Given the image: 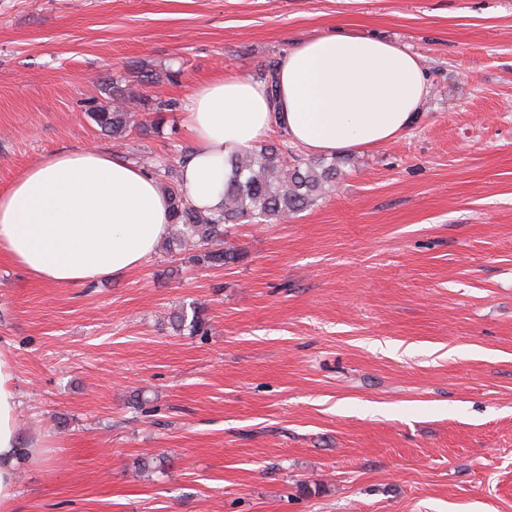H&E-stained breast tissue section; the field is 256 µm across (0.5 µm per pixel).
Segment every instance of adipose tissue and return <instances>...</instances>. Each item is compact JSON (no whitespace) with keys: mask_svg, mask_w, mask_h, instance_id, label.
<instances>
[{"mask_svg":"<svg viewBox=\"0 0 512 512\" xmlns=\"http://www.w3.org/2000/svg\"><path fill=\"white\" fill-rule=\"evenodd\" d=\"M277 81L273 97L239 75L191 89L180 122L193 147L180 182L194 207L219 210L229 158L273 129L311 154L373 149L408 132L429 88L419 55L340 26L296 43ZM169 222L168 197L143 167L95 148L56 152L0 192V253L45 284L80 286L138 268ZM14 380L0 353V507L23 461Z\"/></svg>","mask_w":512,"mask_h":512,"instance_id":"adipose-tissue-1","label":"adipose tissue"}]
</instances>
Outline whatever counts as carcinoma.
Wrapping results in <instances>:
<instances>
[{"mask_svg": "<svg viewBox=\"0 0 512 512\" xmlns=\"http://www.w3.org/2000/svg\"><path fill=\"white\" fill-rule=\"evenodd\" d=\"M101 89L109 103L94 107L89 116L101 131L114 140L126 138L135 130L158 127L159 121L149 117L135 119L131 107L150 114L161 112V103L135 94L114 78H105ZM288 147L267 142L259 148L235 155L231 175L224 186V204L216 212L191 205L180 188L179 168L188 158L164 163L163 176L169 181L165 192L170 199L171 229L163 242L169 253L195 249L190 262L208 267H222L237 260V253L225 246L228 224L279 223L316 204L327 188L336 181V162L306 161L301 158L288 163ZM175 330L191 335L205 332V322L197 312L173 313Z\"/></svg>", "mask_w": 512, "mask_h": 512, "instance_id": "1", "label": "carcinoma"}]
</instances>
